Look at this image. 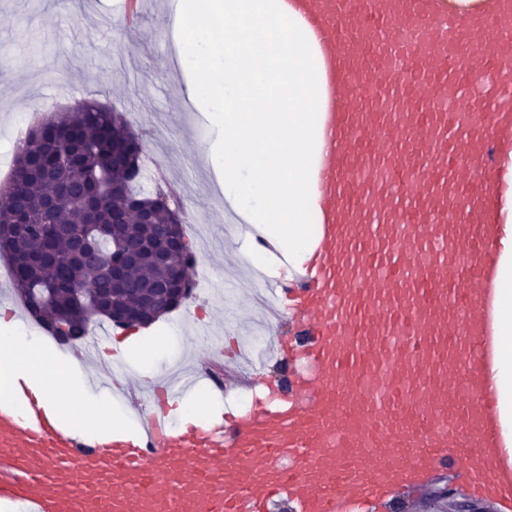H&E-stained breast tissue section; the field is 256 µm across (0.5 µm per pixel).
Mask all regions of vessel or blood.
<instances>
[{
  "mask_svg": "<svg viewBox=\"0 0 512 512\" xmlns=\"http://www.w3.org/2000/svg\"><path fill=\"white\" fill-rule=\"evenodd\" d=\"M317 36L325 92L314 258L288 298L309 373L228 425H173L203 377H163L136 437L79 435L26 385L0 401V502L18 512H384L456 457L512 512L491 381L512 236V0H285ZM490 0H448V14L454 17H469L485 12Z\"/></svg>",
  "mask_w": 512,
  "mask_h": 512,
  "instance_id": "vessel-or-blood-1",
  "label": "vessel or blood"
}]
</instances>
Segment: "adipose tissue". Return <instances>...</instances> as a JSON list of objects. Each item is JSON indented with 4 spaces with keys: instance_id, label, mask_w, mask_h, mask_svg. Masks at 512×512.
<instances>
[{
    "instance_id": "adipose-tissue-1",
    "label": "adipose tissue",
    "mask_w": 512,
    "mask_h": 512,
    "mask_svg": "<svg viewBox=\"0 0 512 512\" xmlns=\"http://www.w3.org/2000/svg\"><path fill=\"white\" fill-rule=\"evenodd\" d=\"M177 37L191 99L201 103L221 131L204 153L222 173L224 196L268 241L253 265L269 279H293L312 259L315 198L310 168L324 146L317 120L320 71L314 39L284 0H178ZM282 35L272 38L271 27ZM279 84L284 94L264 89ZM288 203L280 221L272 198ZM498 354L492 368L504 429H512V243L503 245L497 288ZM25 383L78 432L135 425L119 406L94 394L72 360L0 316V400Z\"/></svg>"
}]
</instances>
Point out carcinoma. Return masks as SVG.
I'll return each mask as SVG.
<instances>
[{
  "label": "carcinoma",
  "instance_id": "1",
  "mask_svg": "<svg viewBox=\"0 0 512 512\" xmlns=\"http://www.w3.org/2000/svg\"><path fill=\"white\" fill-rule=\"evenodd\" d=\"M124 143L127 157L142 152V139L122 116L94 102H79L72 109L53 112L30 130L19 147L9 179L13 202L0 209V256L13 263L12 285L25 307H30L27 288H51L53 296L38 322L51 336L68 335L70 311L80 304L79 288L91 279L104 297L127 306L144 293L160 272L141 267L128 275L124 286L112 292V279L102 270L120 252L150 241H163L168 223L169 194L158 187L152 192L134 186L139 165L112 161L113 146ZM62 158L70 167L63 193L53 210L43 216L38 204L49 191L42 171ZM104 207L135 211L153 210L155 224L132 220L113 228L95 222L93 209ZM72 224L87 239L82 260L72 256L71 242L54 234L53 225Z\"/></svg>",
  "mask_w": 512,
  "mask_h": 512
}]
</instances>
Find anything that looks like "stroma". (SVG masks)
<instances>
[{"label": "stroma", "mask_w": 512, "mask_h": 512, "mask_svg": "<svg viewBox=\"0 0 512 512\" xmlns=\"http://www.w3.org/2000/svg\"><path fill=\"white\" fill-rule=\"evenodd\" d=\"M172 2L143 0L146 16L129 30L117 0H0V49L9 54L7 65L0 66V185L17 152L14 142L25 113L94 101L130 119L133 131L158 157L180 156L167 182L176 188L193 185L195 194L183 200L186 212L208 215L215 244L195 273L210 276L213 286L191 307L164 314L148 327L161 344L153 361L157 374L171 363L187 362L191 319H214L224 335L232 336L233 315L245 307L239 300L226 305L220 281L229 240L220 191L203 154L216 131L188 98L180 66L170 57L172 27L157 22L171 14ZM131 37L140 44L134 57L122 51Z\"/></svg>", "instance_id": "stroma-1"}]
</instances>
